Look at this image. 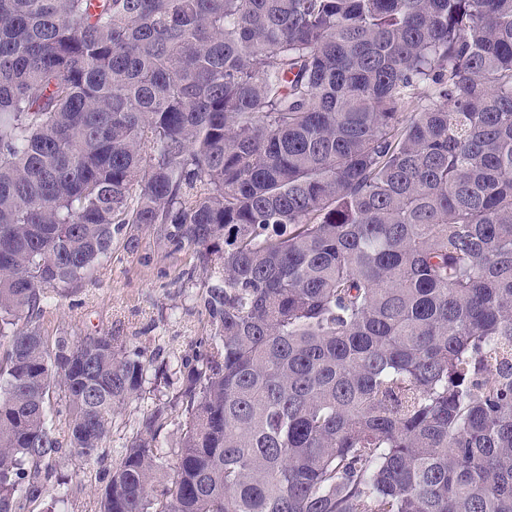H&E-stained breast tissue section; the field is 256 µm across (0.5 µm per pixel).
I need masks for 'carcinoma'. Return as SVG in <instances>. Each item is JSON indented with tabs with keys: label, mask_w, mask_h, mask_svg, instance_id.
<instances>
[{
	"label": "carcinoma",
	"mask_w": 512,
	"mask_h": 512,
	"mask_svg": "<svg viewBox=\"0 0 512 512\" xmlns=\"http://www.w3.org/2000/svg\"><path fill=\"white\" fill-rule=\"evenodd\" d=\"M144 225L173 373L40 327ZM0 348V512L150 372L98 512H512V0H0Z\"/></svg>",
	"instance_id": "carcinoma-1"
}]
</instances>
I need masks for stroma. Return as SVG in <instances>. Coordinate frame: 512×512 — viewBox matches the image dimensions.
Masks as SVG:
<instances>
[{"label":"stroma","mask_w":512,"mask_h":512,"mask_svg":"<svg viewBox=\"0 0 512 512\" xmlns=\"http://www.w3.org/2000/svg\"><path fill=\"white\" fill-rule=\"evenodd\" d=\"M196 263L193 249L170 251L152 228H142L132 245L125 236H118L95 282L74 283L65 297L45 307L42 331L48 337L112 334L127 345L145 348L156 360L177 363L211 333L208 317L197 302L201 280L187 276ZM170 393V388L149 384L139 398L122 408L102 449V462L88 465L63 450L44 495L28 503L25 512H46L60 495L66 498L65 512H97L104 470L119 461L142 414Z\"/></svg>","instance_id":"obj_1"}]
</instances>
